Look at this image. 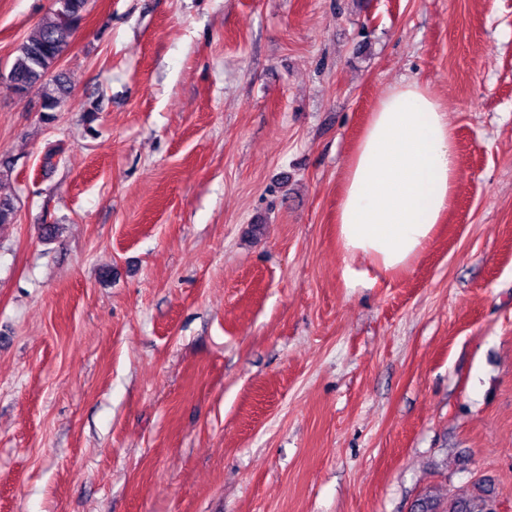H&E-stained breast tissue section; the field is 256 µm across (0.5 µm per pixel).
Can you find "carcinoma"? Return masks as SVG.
<instances>
[{"label": "carcinoma", "instance_id": "cac0c4a2", "mask_svg": "<svg viewBox=\"0 0 512 512\" xmlns=\"http://www.w3.org/2000/svg\"><path fill=\"white\" fill-rule=\"evenodd\" d=\"M90 0H64L38 24L34 35L15 49L6 79L13 89L37 90L43 112L60 111L68 94L62 74L57 72L72 35L79 28ZM411 512H494L492 490L478 493L458 490L444 501L425 494L412 505Z\"/></svg>", "mask_w": 512, "mask_h": 512}]
</instances>
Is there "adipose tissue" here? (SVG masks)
<instances>
[{
  "mask_svg": "<svg viewBox=\"0 0 512 512\" xmlns=\"http://www.w3.org/2000/svg\"><path fill=\"white\" fill-rule=\"evenodd\" d=\"M448 114L418 82L383 97L346 162L336 232L345 262L394 275L431 243L458 189Z\"/></svg>",
  "mask_w": 512,
  "mask_h": 512,
  "instance_id": "obj_1",
  "label": "adipose tissue"
}]
</instances>
